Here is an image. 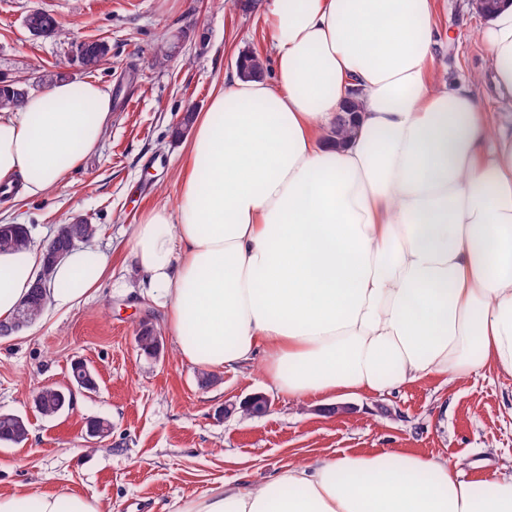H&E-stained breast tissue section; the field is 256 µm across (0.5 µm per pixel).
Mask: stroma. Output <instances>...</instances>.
Segmentation results:
<instances>
[{
	"mask_svg": "<svg viewBox=\"0 0 512 512\" xmlns=\"http://www.w3.org/2000/svg\"><path fill=\"white\" fill-rule=\"evenodd\" d=\"M53 14L64 34L35 38L23 19ZM438 31L432 71L454 83L470 80L487 111L512 125V98L495 83L481 42L485 18L472 0H436ZM102 40L110 59L89 72L74 61L79 43ZM178 42L164 69L153 48ZM256 52L274 81L270 23L264 0H0V76L42 90L65 64L70 79L109 86L112 120L98 149L43 200L5 203L6 222L27 225L35 242L54 225L83 219L97 225L91 248L111 253L99 289L66 313L42 316L0 338V412L28 425L23 443L0 445V493L64 492L99 502L105 512H161L163 504L199 495L225 481L257 483L285 465L342 453L408 452L459 462L467 478H512V377L489 372L447 380L441 374L383 394L329 393L296 399L264 372L263 357L237 371H216L183 359L167 335V312L139 290L131 226L158 205L175 206L186 162L173 132L185 108L207 111L212 93ZM164 330L163 350L140 352L135 336L143 311ZM82 360L96 388L49 419L33 396L44 385L69 383ZM262 394L268 412L221 416L227 403ZM345 406L333 414L334 406ZM111 423L89 444L88 421Z\"/></svg>",
	"mask_w": 512,
	"mask_h": 512,
	"instance_id": "obj_1",
	"label": "stroma"
}]
</instances>
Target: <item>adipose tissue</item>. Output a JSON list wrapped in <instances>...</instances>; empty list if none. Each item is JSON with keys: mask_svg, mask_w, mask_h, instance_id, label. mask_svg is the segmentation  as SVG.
I'll return each mask as SVG.
<instances>
[{"mask_svg": "<svg viewBox=\"0 0 512 512\" xmlns=\"http://www.w3.org/2000/svg\"><path fill=\"white\" fill-rule=\"evenodd\" d=\"M276 79L240 75L197 113L175 207L132 233L139 287L180 355L209 370L265 358L289 397L378 393L434 374L512 375V132L468 83L431 71L433 0H266ZM512 95V0L481 35ZM356 132H328L346 100ZM106 86L61 80L0 110V194L45 198L100 144ZM40 246L0 253V319L36 280ZM73 251L46 308L106 276ZM0 512H100L66 494L0 493ZM162 512H512V480H469L407 452L285 466Z\"/></svg>", "mask_w": 512, "mask_h": 512, "instance_id": "1", "label": "adipose tissue"}]
</instances>
